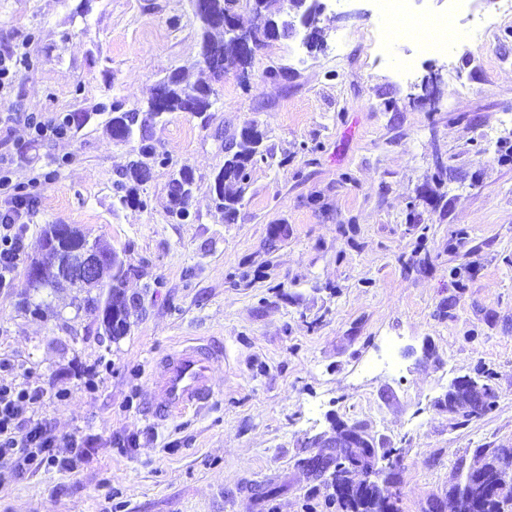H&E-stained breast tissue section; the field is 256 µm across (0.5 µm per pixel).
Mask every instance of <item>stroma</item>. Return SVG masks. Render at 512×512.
Returning <instances> with one entry per match:
<instances>
[{"mask_svg": "<svg viewBox=\"0 0 512 512\" xmlns=\"http://www.w3.org/2000/svg\"><path fill=\"white\" fill-rule=\"evenodd\" d=\"M503 0L455 12L460 40L442 55L413 40L378 49L385 21L372 0H329L314 50L282 39L262 48L248 79L214 82L209 121L169 112L146 135L151 164L124 204L131 145L105 130L101 103L144 106L183 69L202 75L190 0H0V50L22 61L0 114V163L31 177L24 248L0 288V383L42 392L36 417L56 436L47 466L15 478L0 461V512H337L328 476H312L309 441L333 420L363 423L392 452L399 512H452L448 492L480 448H512V18ZM498 22L485 49L475 20ZM414 67L401 75L404 58ZM285 68L274 81L269 68ZM442 74L430 105L417 86ZM81 109L78 133L33 139L28 113ZM256 123L273 152L251 171L233 223L210 202L224 144ZM198 186L177 223L168 183L181 166ZM72 224L144 266L128 293L145 311L119 340L70 290L30 288L25 266L42 229ZM52 304L35 318L26 304ZM218 341L203 409L148 415L151 380L180 346ZM490 378L481 417L441 402L459 377ZM79 442L71 449L69 441Z\"/></svg>", "mask_w": 512, "mask_h": 512, "instance_id": "stroma-1", "label": "stroma"}]
</instances>
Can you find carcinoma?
<instances>
[{
    "label": "carcinoma",
    "instance_id": "obj_1",
    "mask_svg": "<svg viewBox=\"0 0 512 512\" xmlns=\"http://www.w3.org/2000/svg\"><path fill=\"white\" fill-rule=\"evenodd\" d=\"M213 7L224 14L227 20H239V12L246 7L243 0H211ZM251 8L256 13L266 12L263 26L257 28V32L265 35L271 31L281 30L286 18L282 15L273 16L269 12V0H253ZM201 42L221 47L224 51V59L231 62L240 60V50L230 42L224 40V29L205 26L202 28ZM166 83L167 95L164 112H190L199 117L206 116L211 107V96L214 95L212 84L199 81L194 84L185 82L181 72L175 71L162 79ZM137 110H122V104L118 101L110 105V117L105 128L109 135L124 143L134 139V125ZM263 134L253 122L245 124L239 139L233 142V153L224 159V165L220 168L209 187V195L215 207L224 213V222L231 223L235 220L237 208L244 185L247 184L249 170L259 162H266L273 158V153L268 148H262ZM139 159L132 160L127 165L123 177L130 183L127 195L120 198L122 202L136 200V186L145 182L150 175V168L141 161L143 157H151L160 164H167V159L156 154L154 146L146 137H141L137 146ZM191 177L187 175L186 168L182 167L172 175L168 184L170 210L182 219H186L189 213L186 210L187 201L193 196V187L190 186ZM71 233L74 245H90L101 250L107 255L105 269L110 271L108 281L98 279L91 284H81L73 279H61L59 277L51 283L41 281L40 287L51 285L54 288L66 286L73 290L71 305L78 310H90L98 313L100 325L105 335L117 340L128 334L131 327L130 317L132 311L120 306L119 298L124 293L127 281L132 277L143 276V271L128 265L112 248L110 243L102 238H90V236L77 226L69 224L59 227L57 224L46 225L43 233V245H48L54 238L65 233ZM512 459V448H494L488 454L486 461L479 466L489 485L497 481L501 466L505 461ZM353 482L350 477H342L335 481L332 500L336 502L340 512H378L379 500L376 491L368 486L349 488Z\"/></svg>",
    "mask_w": 512,
    "mask_h": 512
}]
</instances>
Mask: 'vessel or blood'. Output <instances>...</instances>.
Segmentation results:
<instances>
[{
	"instance_id": "b4317fda",
	"label": "vessel or blood",
	"mask_w": 512,
	"mask_h": 512,
	"mask_svg": "<svg viewBox=\"0 0 512 512\" xmlns=\"http://www.w3.org/2000/svg\"><path fill=\"white\" fill-rule=\"evenodd\" d=\"M221 354V346L208 342L166 356L160 373L152 379L155 397L147 406L149 414L164 421L206 406L212 398L208 372Z\"/></svg>"
}]
</instances>
